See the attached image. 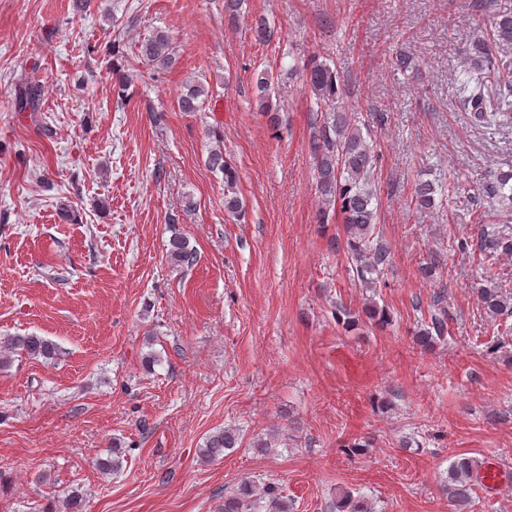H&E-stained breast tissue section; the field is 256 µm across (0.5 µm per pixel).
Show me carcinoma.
Masks as SVG:
<instances>
[{
    "label": "carcinoma",
    "instance_id": "obj_1",
    "mask_svg": "<svg viewBox=\"0 0 512 512\" xmlns=\"http://www.w3.org/2000/svg\"><path fill=\"white\" fill-rule=\"evenodd\" d=\"M512 45V6L495 11L488 39L479 40L471 47L474 67L465 71L460 83V103L473 114V119L482 124H512V65L494 55L498 46ZM140 62L154 66L169 67L175 56L169 35L161 30L137 42L135 53ZM392 65L401 72H417L420 63L402 51L396 53ZM301 74L305 89L315 100L317 122L309 137V151L315 165L316 185L320 197L319 223L326 224L339 213L343 220L344 239H334L332 249H344L352 266L353 277L359 287L375 291L379 278L392 263L391 250L377 231L378 206L375 204V180L379 156L375 153L368 125L362 123L340 106V77L328 62L313 57L302 65ZM114 87L121 101L129 98L130 75L112 68ZM274 74L261 71L255 80L256 104L272 127L280 126L281 107L273 102L271 91ZM209 89L203 84L188 87L179 97V106L184 112H200L208 105ZM38 85H25L20 90V110L38 109ZM214 140L206 165L224 178V210L233 216H241L245 206L237 193L238 173L224 158V137L217 131L209 132ZM440 179L420 180L416 183L413 200L420 210L436 205V195L441 193ZM498 200L512 201V173L500 172L487 181L480 182L471 199L483 195ZM461 252L478 254L488 261L500 255H512V228L498 224L480 223L477 232L469 239L457 243ZM166 256L176 266H191L196 252L187 240L178 235L169 239ZM478 296L485 313L494 321L512 316V295L499 288L498 273L490 266H482ZM363 317L370 325L381 328L390 321L386 309L370 298L362 309ZM448 323L443 313H432L428 320L414 330L416 344L431 350L447 335ZM24 352L46 360L59 354L58 345L52 340L37 336H10L0 341V364L9 362L13 353ZM239 431L225 428L205 438L200 450L202 457L212 460L238 444ZM124 450L115 448L112 457L100 459V472L109 474L120 470ZM482 465L469 457H457L448 467V475L442 481V491L448 496L453 512H470L475 493V481ZM336 512H371L365 500L350 493L336 495L333 504ZM289 512L288 497L279 486L268 482L243 479L236 490L224 497V512Z\"/></svg>",
    "mask_w": 512,
    "mask_h": 512
}]
</instances>
